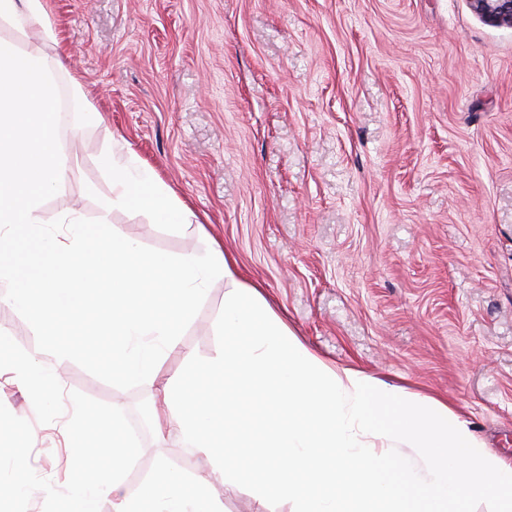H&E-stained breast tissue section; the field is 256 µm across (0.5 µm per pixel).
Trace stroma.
<instances>
[{
  "label": "stroma",
  "mask_w": 512,
  "mask_h": 512,
  "mask_svg": "<svg viewBox=\"0 0 512 512\" xmlns=\"http://www.w3.org/2000/svg\"><path fill=\"white\" fill-rule=\"evenodd\" d=\"M57 40L0 23L47 56L61 101L65 176L47 219L95 218L106 150L135 155L192 209L182 232L142 213L111 223L172 255L220 246L295 336L326 362L436 398L512 464V27L468 0H47ZM227 289L209 287L180 338L209 358ZM0 331L44 366L33 329L0 305ZM123 390L67 362L65 391L130 411L179 369ZM0 403L32 422L31 466L71 468L66 418L37 422L0 370ZM124 483L165 457L202 460L149 433Z\"/></svg>",
  "instance_id": "stroma-1"
}]
</instances>
